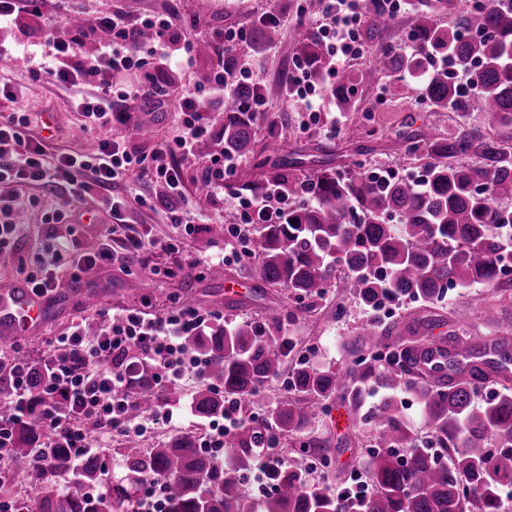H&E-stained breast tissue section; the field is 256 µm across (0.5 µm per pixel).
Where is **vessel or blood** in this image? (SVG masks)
Masks as SVG:
<instances>
[{
    "label": "vessel or blood",
    "mask_w": 512,
    "mask_h": 512,
    "mask_svg": "<svg viewBox=\"0 0 512 512\" xmlns=\"http://www.w3.org/2000/svg\"><path fill=\"white\" fill-rule=\"evenodd\" d=\"M57 300V294L41 295L20 283L1 288L0 334L17 337L43 330ZM447 354V344L437 340L412 351L408 356V367L413 374L444 383L448 380Z\"/></svg>",
    "instance_id": "1"
}]
</instances>
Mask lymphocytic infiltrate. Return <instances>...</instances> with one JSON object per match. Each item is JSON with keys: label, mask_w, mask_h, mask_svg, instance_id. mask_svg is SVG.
Here are the masks:
<instances>
[{"label": "lymphocytic infiltrate", "mask_w": 512, "mask_h": 512, "mask_svg": "<svg viewBox=\"0 0 512 512\" xmlns=\"http://www.w3.org/2000/svg\"><path fill=\"white\" fill-rule=\"evenodd\" d=\"M81 0H57L58 10L70 19L67 29L57 32L41 51L34 75L48 74L64 87L95 85L96 94L74 99L73 107L86 129L102 131L97 152L91 155L62 153L53 164H45L46 148L30 136L28 117L22 112L0 116V185L29 180L46 186H63L69 198L82 197L88 190L100 193L98 205L112 219L103 234L100 248L93 253H76L67 236H55L34 256V269L26 278L30 288L52 292L55 272L62 267L82 269L109 264L120 257L148 262L151 255L166 253L174 263L161 268L168 279L189 273L205 275L209 265L187 257L182 239L159 240L146 232L128 228L127 203L114 193L116 187L134 174L148 177L155 185L152 195L139 196L140 207L164 209L171 223L182 225L184 237L196 228L186 220L189 200L183 189V167L198 157L201 140L215 136L205 114L212 105L223 103L225 96L242 83L253 80L250 64L227 75L216 68L206 85L188 88L172 84L170 102L180 119L178 134L158 143L144 155L128 146L133 129L136 102L147 100L150 87L160 77L193 65L194 40L163 16L145 14L130 18L112 11L90 15ZM325 22L320 34L328 42L329 62L324 75H317L308 63L295 60L285 80L289 98L302 102L310 114L320 112L324 102L322 84L335 77L347 60L363 53L359 28L364 20L361 7L353 0H327ZM40 0H0V24L14 26L13 45L0 43V62L14 60L19 48L28 47L33 21L41 18ZM151 42H144L145 32ZM95 39L94 53H87L84 42ZM143 72L137 89L118 90L119 77L130 70ZM242 164L238 155L213 156L205 169L202 191L206 196L228 194L230 208L237 216L228 233L236 245L223 256L227 263L258 261L256 236L260 225L279 223L288 208V197L279 183L266 184L253 195L237 193L234 177ZM216 320L215 314L191 306H179L161 317H150L129 310L114 315L97 334H86L81 326H72L55 337L40 359H32L21 350L0 354V372H8L7 396L15 407L11 418L0 417V456L5 455L18 424L27 423L45 431V439L34 452L37 466H47L53 448H66L72 468L50 469L53 480L72 479L74 466L85 457L99 454L113 433L137 435L146 427L166 426L174 419L172 410L154 412L146 422L129 425L127 414L134 403L132 390L141 365L153 368L155 388L180 384L187 376L204 377L206 362L187 348L190 337L200 335ZM43 371L41 400H34L29 377L33 366Z\"/></svg>", "instance_id": "obj_1"}]
</instances>
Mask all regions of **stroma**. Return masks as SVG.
Segmentation results:
<instances>
[{"label":"stroma","instance_id":"1","mask_svg":"<svg viewBox=\"0 0 512 512\" xmlns=\"http://www.w3.org/2000/svg\"><path fill=\"white\" fill-rule=\"evenodd\" d=\"M83 4L94 14L117 7L130 15L162 14L171 9L175 12V24L195 26L197 34L208 37L231 27L251 25L263 13H278L281 37L275 47L260 49L251 42L241 47L258 79L269 90L265 98L269 121L257 127L256 144L280 142L285 153L296 156L308 169L324 159L342 170L359 162L372 168H393L407 177L421 171L419 161L406 153V135L427 132V106L421 97L423 79L409 74L367 77V55L352 56L347 62L348 68L359 77L356 97L361 103L360 111L337 112L339 129L333 134L318 125L304 128L306 116L289 100L282 82L296 58V30L314 31L324 22L322 0H83ZM30 70L28 62L21 59L0 66V83L9 86L15 94L11 100L0 98V114L27 112L30 132L44 142L48 154L94 153L100 139L98 132L86 130L78 136L73 133L74 126L81 123L72 106L76 90L57 86L46 77L33 81ZM283 112L288 115L284 124L278 121ZM138 120L153 130L151 137L134 142L144 153L150 152L155 142L172 139L178 133V116L170 107L142 106ZM203 170L200 163L183 170L190 201L188 217L197 228L196 234L187 240L185 252L196 258L207 257L226 246L224 236L212 232L213 226L224 221L223 204L205 199L199 190ZM14 193L19 210V237L15 249L0 250V289L23 282L26 271L20 266L19 258L33 256L51 233V226L44 222L46 213L68 209L72 219L78 222L73 244L80 252L97 249L104 228L111 222L100 210L98 193L94 190L71 201L23 183L15 185ZM57 288L67 295L68 302L46 332L15 340L16 346L29 356L42 355L47 337L64 332L73 322L82 320L93 328L107 310L144 306L149 313L162 314L185 300L224 316L227 324H261L274 335L290 336L295 348L284 362L286 369L306 357L312 366L344 372L356 360L349 347L350 338L373 318L368 306L342 299L331 287L323 297L302 306L298 318L287 320L285 312L292 305L287 290L263 287L257 265L245 263L225 266L220 279L190 275L166 280L154 276L150 266L127 265L118 260L85 270L76 280L70 272H61ZM486 304L494 307L495 322L483 319L481 308ZM381 323L395 326L404 336L413 332L419 336L441 337L453 330L474 343L487 336L512 335V287L497 293L488 288L456 289L433 303L403 298L393 311L382 315ZM203 385V380L187 378L176 387L179 401L168 402L167 390L161 389L153 405L143 404L129 412L128 419L134 424L142 422L157 407L169 405L185 413L171 427L147 429L141 438L144 447H154L182 434L197 438L205 435L209 421L197 417L190 405L193 394ZM390 393L381 379H373L365 394L364 407L357 411L341 395H333L311 428L299 438L279 440L278 449L285 462L305 467L302 445L312 442L327 463L318 471L308 473L310 483L335 488L347 485L354 469L366 468L373 443L365 435L366 410ZM391 394L401 404L412 429L425 433L417 391L402 388Z\"/></svg>","mask_w":512,"mask_h":512}]
</instances>
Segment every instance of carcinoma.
Here are the masks:
<instances>
[{
    "mask_svg": "<svg viewBox=\"0 0 512 512\" xmlns=\"http://www.w3.org/2000/svg\"><path fill=\"white\" fill-rule=\"evenodd\" d=\"M451 0H422L413 18L412 35L426 51L446 55L470 77L482 111L498 128L485 135L467 127L469 98L444 70L431 71L424 81L433 133L412 135L409 152L423 161L421 182L394 179L376 182L362 164L344 172L321 164L301 178L278 172L273 180L288 193L292 206L279 224H265L258 242L259 275L267 287L288 289L296 300L322 296L327 288L366 306L379 296L439 299L448 286L498 289L512 259V0L486 3L444 27L436 15ZM369 30L377 34L392 22L381 0H365ZM252 38L267 46L278 42L280 29L266 19L256 22ZM298 57L322 73L327 67L323 42L308 33L295 37ZM420 59L394 49L369 58V75L414 73ZM325 91L344 112L358 111L354 74L341 69ZM263 85L240 84L224 98V133L201 145L226 154L255 152L257 113L252 99L263 98ZM462 119L441 138L436 134L447 113ZM264 183L254 170L236 176L237 192L257 194ZM373 326L351 342L354 352L378 349L381 336ZM448 371L456 380L422 391L420 403L435 442L422 447L405 426L401 409L391 398L376 404L365 417L377 431L369 460L375 487L371 496L348 503L327 485H312L303 470L282 466L275 490L255 503L241 492L240 475L252 468L255 429L247 422L224 440V460L197 447L193 437L177 436L145 449L129 441L120 449L129 475L114 481L107 492L91 498L80 490L64 491L34 468L32 448L42 434L20 424L9 458L32 491L23 495V512H132L135 490L153 478L167 481L164 512H499L501 489L512 485V388L501 387L493 398L476 399L478 379L485 372L508 370L512 341L492 336L470 343L448 338ZM190 350L208 359L205 387L193 396L202 418L220 414L232 400L247 407L269 379L281 373L285 351L275 337L256 327L216 325L188 341ZM381 373L388 386L409 382L397 354L388 355ZM376 373L361 357L356 369L340 375L299 362L288 373L267 426L297 433L316 420L324 402L337 391L352 409L362 404L363 388ZM153 371L141 370L137 398L154 397ZM408 448L403 457L396 449ZM100 462L87 458L77 470L83 487L99 483Z\"/></svg>",
    "mask_w": 512,
    "mask_h": 512,
    "instance_id": "carcinoma-1",
    "label": "carcinoma"
}]
</instances>
